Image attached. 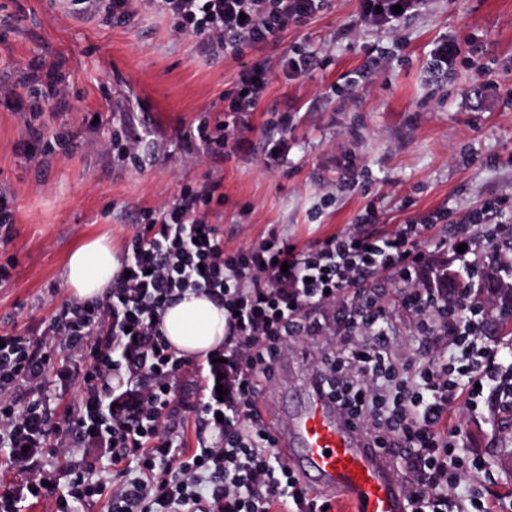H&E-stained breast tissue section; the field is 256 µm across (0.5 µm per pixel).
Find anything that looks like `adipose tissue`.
<instances>
[{
    "label": "adipose tissue",
    "instance_id": "obj_1",
    "mask_svg": "<svg viewBox=\"0 0 512 512\" xmlns=\"http://www.w3.org/2000/svg\"><path fill=\"white\" fill-rule=\"evenodd\" d=\"M120 268L111 240L94 237L69 253L65 284L76 298H100L111 288ZM161 331L178 354L207 357L224 345V310L207 296L188 294L167 308Z\"/></svg>",
    "mask_w": 512,
    "mask_h": 512
}]
</instances>
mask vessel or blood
<instances>
[{
	"mask_svg": "<svg viewBox=\"0 0 512 512\" xmlns=\"http://www.w3.org/2000/svg\"><path fill=\"white\" fill-rule=\"evenodd\" d=\"M278 444L296 446L294 467L303 481L339 491L355 512H404V490L386 458L361 446L318 389L308 391Z\"/></svg>",
	"mask_w": 512,
	"mask_h": 512,
	"instance_id": "1",
	"label": "vessel or blood"
}]
</instances>
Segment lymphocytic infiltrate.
<instances>
[{
  "label": "lymphocytic infiltrate",
  "mask_w": 512,
  "mask_h": 512,
  "mask_svg": "<svg viewBox=\"0 0 512 512\" xmlns=\"http://www.w3.org/2000/svg\"><path fill=\"white\" fill-rule=\"evenodd\" d=\"M175 33L201 38L211 57L242 55L244 47L277 39L302 24L321 0H155ZM361 24L388 27L398 13L424 0H361ZM271 68L243 66L224 94L232 112L254 111ZM214 187L185 189L171 207L143 211L144 230L126 246L123 275L105 298L67 301L25 333L0 334V444L30 473L26 484L0 495V512H19L23 498L52 494L38 471L40 452L67 455L51 435L65 427L78 439L108 449L113 466L135 465L138 475L111 495L107 512H269L274 503L302 512L306 494L288 465L272 455L275 429L255 406L261 379L272 378L292 339L322 336L336 342L314 372L366 447L404 465L406 512H506L494 501L458 487L481 473L462 465L442 423L449 401L477 411L484 392L500 391L496 355L487 342L489 309L459 314L457 299L436 288L406 294L400 307L414 318L424 357L400 361L390 350L396 306L374 284L378 271L412 280L426 262L422 242L437 215L403 224L385 237L356 231L334 234L301 250L271 236L256 246L224 248L217 225L200 216ZM207 295L224 309L229 350L216 368L236 393V415L217 420L205 406L203 422L215 431L184 451L169 424L179 380L189 362L168 344L160 317L186 294ZM69 350L56 365L58 348ZM77 382L79 397L61 424L49 409L50 367ZM127 373L125 414L114 412L112 379Z\"/></svg>",
  "instance_id": "obj_1"
}]
</instances>
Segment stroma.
Instances as JSON below:
<instances>
[{
    "mask_svg": "<svg viewBox=\"0 0 512 512\" xmlns=\"http://www.w3.org/2000/svg\"><path fill=\"white\" fill-rule=\"evenodd\" d=\"M123 24L102 25L74 13L68 0H0V83L23 84L33 66L54 67L63 101L42 86L38 120L57 136L54 154L33 157L20 113L0 99V194L13 228L0 245L11 262L0 284V332L24 331L68 301V254L92 236L118 247L142 229L141 212L175 203L181 188L220 183L224 202L209 209L224 247L259 244L271 234L305 249L348 230L366 206L375 236L441 212L446 234L464 214L492 209V223L512 222V0H426L395 29L352 28L360 0H323L307 23L278 41L247 48L243 58L209 56L200 39L179 37L169 17L141 9ZM456 41L453 69L435 70L436 49ZM314 54L300 76L274 71L252 112H231L224 92L241 63L288 51ZM383 69L365 74L369 57ZM228 125L234 142L215 153L198 125ZM138 138L139 160L111 150L113 137ZM323 356L319 340L296 338L258 407L287 430ZM208 360H193L174 403L187 447L213 401ZM466 456L481 460L494 483L488 499L512 492V447L492 403L471 413L448 407Z\"/></svg>",
    "mask_w": 512,
    "mask_h": 512,
    "instance_id": "1",
    "label": "stroma"
}]
</instances>
